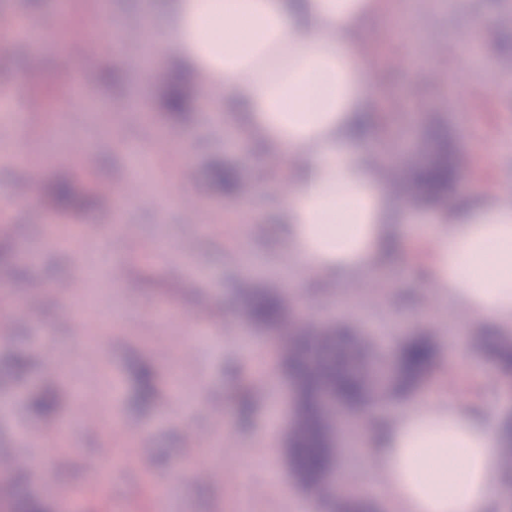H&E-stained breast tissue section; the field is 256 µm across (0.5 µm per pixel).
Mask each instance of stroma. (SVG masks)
Segmentation results:
<instances>
[{
	"label": "stroma",
	"instance_id": "1",
	"mask_svg": "<svg viewBox=\"0 0 512 512\" xmlns=\"http://www.w3.org/2000/svg\"><path fill=\"white\" fill-rule=\"evenodd\" d=\"M71 0L60 16L55 0H0V13L32 14L43 22V63L27 71L26 47L0 42V87L9 90L14 119L0 125V220L13 227L15 252L37 251L24 265V278L0 272V313H13L0 327V361L25 352L31 366L22 374L0 364V458L18 444L25 428L35 467L13 469L0 478V512L16 499L39 501L44 512H292L291 498H305L286 463L290 423L289 383L278 369L272 339L250 327L240 283L302 291L298 314L327 323L349 310L364 329L396 343L427 321L440 330L439 357L428 379L512 417V387L485 360H460L455 326L465 314L419 278L414 266L424 256L421 241L398 223L401 246L388 260L391 292L381 285L359 289L362 301L347 306L343 293L315 284L289 266L281 213L288 187L264 152L238 141L221 103L190 86L192 104L184 117L166 120L155 109L158 84L133 83L125 49L114 48L119 32H102L101 16L113 24L138 18L142 0ZM408 29L396 28L404 5L386 0L367 14L359 39L372 59L397 60L381 70L386 97L375 119L381 140L394 149L401 139L427 140L431 129L447 133L460 178L453 200L467 197L476 182L512 185V66L472 65V56L500 54L512 40V0H414ZM175 0H153L155 28L162 36V63L181 61L173 33ZM493 14L496 23L475 41H463L473 15ZM84 27L103 35L99 51L60 54L62 31ZM445 49L435 56L434 45ZM73 82L74 96L62 102L55 87ZM45 109H27L30 96ZM43 173L31 180L28 198L14 199L13 184L31 179L28 162ZM224 166L251 187L247 200L227 194L212 172ZM69 177L78 193L105 182L121 187L137 178L150 194L125 202L103 200L92 209L60 213L44 204V188ZM197 199L199 212L186 222L181 198ZM136 226L140 252L128 250L124 229ZM103 267L102 282L89 280L88 260ZM78 283L77 294L49 295L42 309L15 314L31 280ZM103 296L112 308L101 319L90 306ZM175 313L159 324L161 309ZM154 373V397L140 399V370ZM50 390L56 422H70L63 452L46 459L47 424L30 414L27 399ZM112 446L115 464L106 494L94 491L98 454ZM154 453L149 473L132 463L139 449ZM220 472L205 480L188 472L190 454ZM337 491L370 499L376 512H399L374 494L360 454L347 450L336 460Z\"/></svg>",
	"mask_w": 512,
	"mask_h": 512
}]
</instances>
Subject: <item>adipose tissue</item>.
<instances>
[{
  "label": "adipose tissue",
  "instance_id": "adipose-tissue-1",
  "mask_svg": "<svg viewBox=\"0 0 512 512\" xmlns=\"http://www.w3.org/2000/svg\"><path fill=\"white\" fill-rule=\"evenodd\" d=\"M380 0H180L187 59L224 87L225 111L288 181L293 264L323 281H374L394 236L396 189L362 130L377 75L342 35ZM471 205L411 225L429 279L466 312L462 329L512 325V188L475 186ZM376 487L406 512H487L506 479L493 417L421 388L380 427L358 422Z\"/></svg>",
  "mask_w": 512,
  "mask_h": 512
}]
</instances>
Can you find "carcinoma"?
<instances>
[{
  "mask_svg": "<svg viewBox=\"0 0 512 512\" xmlns=\"http://www.w3.org/2000/svg\"><path fill=\"white\" fill-rule=\"evenodd\" d=\"M191 74L178 68L168 75L161 111L178 119L190 108L188 85ZM459 177L451 159L447 139L437 138L429 152L405 177H392L398 192L412 200L424 201L442 210L448 209V194ZM213 181L229 194L239 193L236 174L217 167ZM54 206L61 211L92 208L94 196H79L66 179L53 181L48 188ZM246 317L250 324L269 332H278L295 312L288 292L274 288L244 289ZM437 330L421 323L392 348H387L352 321L316 326L304 324L279 343L278 367L288 371L295 388L293 421L286 451L288 470L297 485L318 501L328 499L334 488L327 486L326 475L336 465V430L320 410L319 398L334 395L351 416L366 413L376 402L368 377L386 378L384 396L394 399L420 389L430 376L436 360ZM471 350L487 357L505 375L512 374V336L504 331L491 337L483 329L467 338ZM30 409L37 417L55 414V403L46 391L33 395ZM339 512H374L371 502L353 496L338 501Z\"/></svg>",
  "mask_w": 512,
  "mask_h": 512,
  "instance_id": "obj_1",
  "label": "carcinoma"
}]
</instances>
